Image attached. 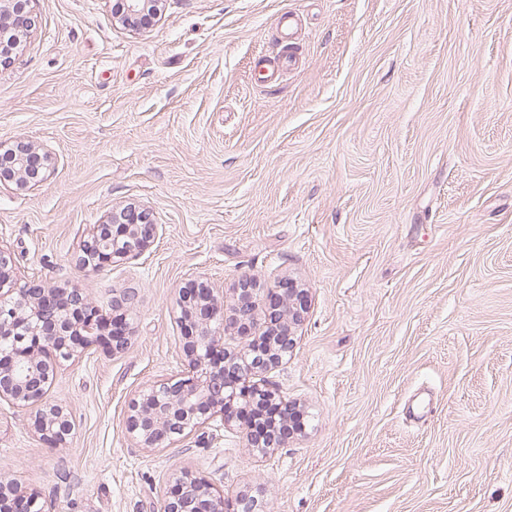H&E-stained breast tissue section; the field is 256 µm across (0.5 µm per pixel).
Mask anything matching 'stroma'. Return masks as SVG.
<instances>
[{
  "instance_id": "stroma-1",
  "label": "stroma",
  "mask_w": 512,
  "mask_h": 512,
  "mask_svg": "<svg viewBox=\"0 0 512 512\" xmlns=\"http://www.w3.org/2000/svg\"><path fill=\"white\" fill-rule=\"evenodd\" d=\"M31 0L0 58V143L53 158L0 186V243L29 277L106 305L131 337L49 391L66 449L0 403V475L54 512H158L192 472L263 512H512V0ZM295 65L264 81L284 53ZM127 206L163 232L104 270L75 262ZM292 281L308 309L271 373L304 428L261 458L239 429L136 447L134 394L180 369L176 291ZM0 151L1 155L7 151L13 162L9 171L0 165V185L11 184L16 190L25 191L44 182L51 172L52 157L28 140H16L7 147L0 144Z\"/></svg>"
}]
</instances>
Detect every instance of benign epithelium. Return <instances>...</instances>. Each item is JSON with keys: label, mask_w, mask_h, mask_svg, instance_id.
I'll list each match as a JSON object with an SVG mask.
<instances>
[{"label": "benign epithelium", "mask_w": 512, "mask_h": 512, "mask_svg": "<svg viewBox=\"0 0 512 512\" xmlns=\"http://www.w3.org/2000/svg\"><path fill=\"white\" fill-rule=\"evenodd\" d=\"M31 0H0V54L12 51L30 28ZM159 0H123V17L131 21ZM12 167L0 165V185L19 191L44 182L52 157L34 143L19 139L7 147ZM161 225L135 209L93 225L80 246L79 265L100 270L114 257L140 256L155 245ZM23 274L14 253L0 244V401L35 409L32 426L50 448H66L75 424L69 410L47 399L62 365L105 342L114 353L129 341L126 313L135 295L112 296V321L99 320L98 307L74 288H45ZM302 288H278L261 295L249 279L236 289L235 323L243 345L224 348V298L206 280L194 279L178 289V318L186 330L181 375L138 392L128 408L127 432L141 448H167L204 429H241L247 447L266 456L282 447L303 423L293 405L282 399L266 374L288 359L295 329L304 313ZM264 303L269 322L254 335L256 306ZM0 512H50L39 497L14 480L0 477ZM161 512H224V493L181 471Z\"/></svg>", "instance_id": "benign-epithelium-1"}]
</instances>
